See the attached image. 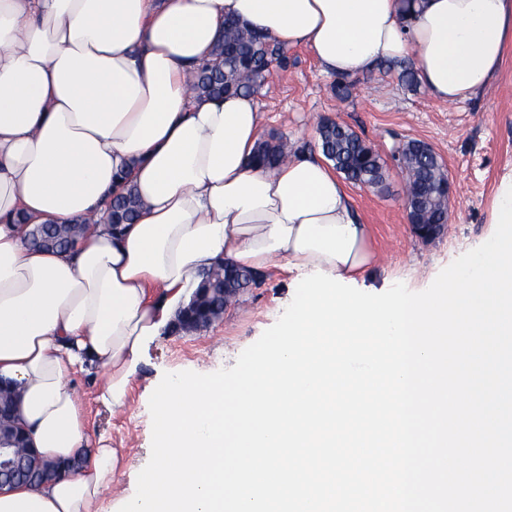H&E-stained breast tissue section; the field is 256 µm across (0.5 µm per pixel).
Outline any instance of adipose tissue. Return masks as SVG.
<instances>
[{
    "mask_svg": "<svg viewBox=\"0 0 512 512\" xmlns=\"http://www.w3.org/2000/svg\"><path fill=\"white\" fill-rule=\"evenodd\" d=\"M233 18L325 73L407 61L437 102L485 90L512 47V0H0V384L30 445L74 472L0 490V512H105L119 459L90 447L71 372H104L125 407L145 349L217 262L362 279L371 228L322 159L250 163L253 96L197 99L191 72ZM142 207L112 235L113 179ZM24 214L26 224L16 223ZM86 222L75 249L44 252L31 224Z\"/></svg>",
    "mask_w": 512,
    "mask_h": 512,
    "instance_id": "obj_1",
    "label": "adipose tissue"
}]
</instances>
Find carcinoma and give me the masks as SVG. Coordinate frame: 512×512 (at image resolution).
I'll return each instance as SVG.
<instances>
[{"label": "carcinoma", "instance_id": "carcinoma-1", "mask_svg": "<svg viewBox=\"0 0 512 512\" xmlns=\"http://www.w3.org/2000/svg\"><path fill=\"white\" fill-rule=\"evenodd\" d=\"M288 69L284 49L266 36L248 30L235 21H224V40L216 45L212 58L193 72L192 86L199 97H223L253 94L272 67ZM323 156L344 179L379 192L387 189V163L354 130L335 121L318 129ZM288 142L276 133L258 141L252 163L271 170L288 158ZM396 165L406 176L405 206L410 224L417 233H430L436 225L447 223L448 172L437 155L419 141H409L394 156ZM140 200L129 184L127 175L119 177L108 205V224L114 234L137 217ZM85 227L82 224H36L28 243L36 249L67 251L78 243ZM254 284L253 271L219 263L200 274L192 293L193 300L177 313L171 328L190 334L209 327L224 315L230 298ZM16 394L0 387V440H10L18 454L13 471L19 483L39 485L59 474V466L40 458L20 437L24 427L13 410Z\"/></svg>", "mask_w": 512, "mask_h": 512}]
</instances>
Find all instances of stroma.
Listing matches in <instances>:
<instances>
[{
    "label": "stroma",
    "instance_id": "35a3bbf8",
    "mask_svg": "<svg viewBox=\"0 0 512 512\" xmlns=\"http://www.w3.org/2000/svg\"><path fill=\"white\" fill-rule=\"evenodd\" d=\"M288 57L287 71L272 70L255 95L262 134L283 135L293 149L314 154L319 125L333 120L355 130L390 164L387 190L349 187L359 219L371 227L376 257L364 276L365 292H385L398 278L419 289L485 242L494 230L490 217L496 185L512 172V49L487 89L449 104L434 101L423 88L407 89L397 69L384 64L356 77L351 95L341 99L336 76L324 73L307 49H290ZM409 140L430 145L454 184L448 222L430 241L416 236L408 221L405 179L392 163ZM293 293L289 274L275 268L261 286L237 297L222 320L196 333L159 336L144 351L122 410L112 411L99 401L103 374L98 367L71 374L91 439L106 438L120 458L109 499L134 494L137 476L150 459L149 398L163 375L233 367L240 353L278 320Z\"/></svg>",
    "mask_w": 512,
    "mask_h": 512
}]
</instances>
